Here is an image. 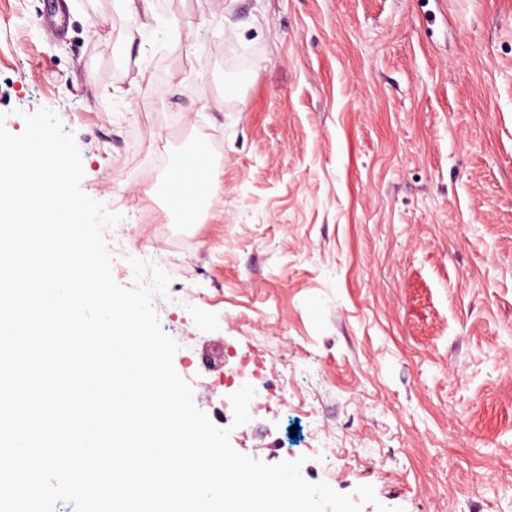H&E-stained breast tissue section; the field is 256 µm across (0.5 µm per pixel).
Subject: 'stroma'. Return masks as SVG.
Returning <instances> with one entry per match:
<instances>
[{
    "instance_id": "obj_1",
    "label": "stroma",
    "mask_w": 512,
    "mask_h": 512,
    "mask_svg": "<svg viewBox=\"0 0 512 512\" xmlns=\"http://www.w3.org/2000/svg\"><path fill=\"white\" fill-rule=\"evenodd\" d=\"M66 3L59 35L48 0H0L5 127L74 135L128 226L119 285L161 248L174 368L232 447L372 486L361 512H512V0ZM199 146L222 184L180 224L164 173ZM231 344L267 378L247 419Z\"/></svg>"
}]
</instances>
